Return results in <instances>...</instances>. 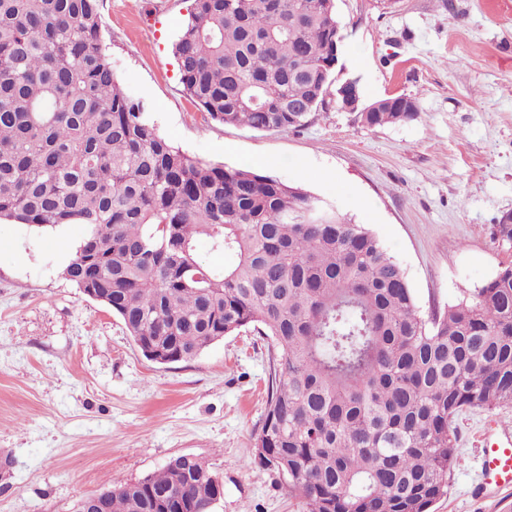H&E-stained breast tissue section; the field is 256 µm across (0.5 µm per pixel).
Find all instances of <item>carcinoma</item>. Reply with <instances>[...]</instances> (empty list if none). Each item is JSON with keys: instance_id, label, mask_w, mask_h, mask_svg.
<instances>
[{"instance_id": "cac0c4a2", "label": "carcinoma", "mask_w": 512, "mask_h": 512, "mask_svg": "<svg viewBox=\"0 0 512 512\" xmlns=\"http://www.w3.org/2000/svg\"><path fill=\"white\" fill-rule=\"evenodd\" d=\"M175 43L187 99L259 130L342 108L330 0H192ZM98 0H0V219L88 227L62 277L105 288L143 355L172 364L250 330L276 350L255 461L307 512H430L458 464L456 418L512 405V262L421 312L365 224L300 187L169 144L118 84ZM417 114L397 97L369 128ZM512 251V215L492 225ZM208 240L232 261L202 264ZM213 472L171 458L102 512H212Z\"/></svg>"}]
</instances>
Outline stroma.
I'll use <instances>...</instances> for the list:
<instances>
[{"instance_id": "stroma-1", "label": "stroma", "mask_w": 512, "mask_h": 512, "mask_svg": "<svg viewBox=\"0 0 512 512\" xmlns=\"http://www.w3.org/2000/svg\"><path fill=\"white\" fill-rule=\"evenodd\" d=\"M102 45L159 134L196 159L302 187L367 225L404 268L422 312L473 296L512 260L491 227L512 211V0H336L339 65L363 103L415 99L414 120L368 128L330 109L304 127L203 120L174 43L191 0H100ZM87 228L0 220V512H76L171 457L224 485L213 512H305L254 459L268 344L242 332L188 362L147 360L106 306L61 275ZM512 405L455 425L460 462L433 512H512L483 492L482 447Z\"/></svg>"}]
</instances>
